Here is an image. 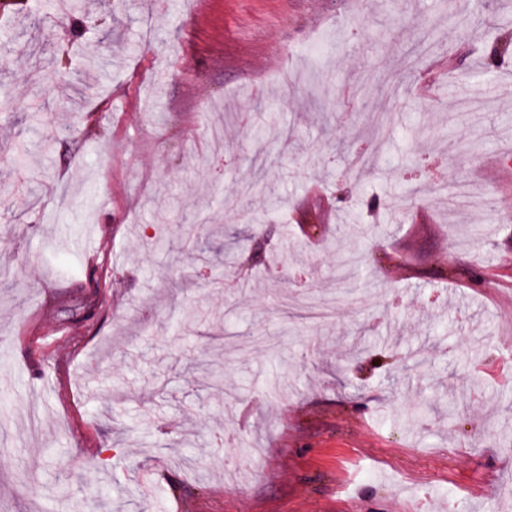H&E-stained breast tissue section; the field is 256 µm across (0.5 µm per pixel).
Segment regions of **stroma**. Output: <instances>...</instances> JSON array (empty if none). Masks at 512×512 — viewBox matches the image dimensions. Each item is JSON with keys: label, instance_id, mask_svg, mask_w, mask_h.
Segmentation results:
<instances>
[{"label": "stroma", "instance_id": "obj_1", "mask_svg": "<svg viewBox=\"0 0 512 512\" xmlns=\"http://www.w3.org/2000/svg\"><path fill=\"white\" fill-rule=\"evenodd\" d=\"M81 10L0 14V512H512V0Z\"/></svg>", "mask_w": 512, "mask_h": 512}]
</instances>
